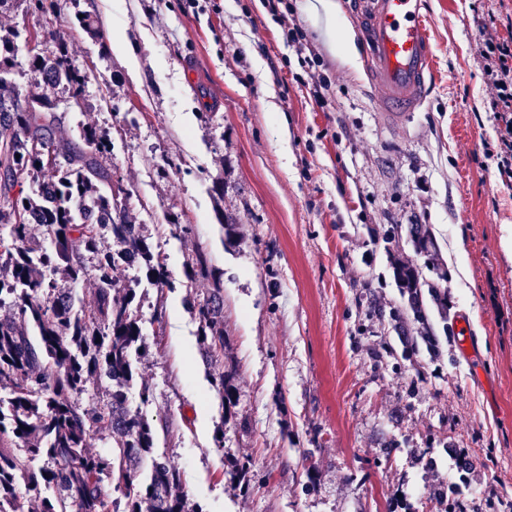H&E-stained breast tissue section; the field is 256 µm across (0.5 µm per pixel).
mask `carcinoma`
Segmentation results:
<instances>
[{
  "label": "carcinoma",
  "mask_w": 512,
  "mask_h": 512,
  "mask_svg": "<svg viewBox=\"0 0 512 512\" xmlns=\"http://www.w3.org/2000/svg\"><path fill=\"white\" fill-rule=\"evenodd\" d=\"M14 65V35L0 34V140L9 141L0 154V225L10 244L0 251V302L16 307L0 320V435L15 447L0 448V512H24L28 497L41 500L40 512H204L189 505L179 492L183 472L154 455L157 432L139 407H132L126 389L133 380L132 352L146 351L137 309L140 302L134 278L116 291L114 273L128 253L138 260L136 271L156 287H175L166 260L148 237L133 231L112 186V173L103 164L111 141L95 127L79 129V141L54 137L55 113L50 93L69 87L75 104L83 106L81 74L73 70L64 44L48 55L29 58L31 71L41 79L42 92L21 95L4 75ZM26 174L37 186L58 189L47 201L39 189L31 195H11L17 179ZM46 227L49 244L33 245L31 218ZM112 234V250L98 249L97 234ZM414 254L413 261L392 257L393 279L403 304L389 312L403 345L402 355L425 351L438 358L450 342L453 323L448 298V268L429 224H391L383 233L389 245L401 231ZM93 254L92 265L86 255ZM65 268L71 279L92 273L97 296L86 312L75 307L71 294L58 288L52 273ZM188 288L184 306L197 324L201 360L209 364L224 356V288L221 275L208 258L196 253L183 270ZM207 281L200 295L193 290ZM105 398L87 402L80 396L88 385H102ZM220 423L215 447H224V425L240 428L237 373L230 367L212 382ZM107 433L108 448L92 453L86 437ZM151 459L147 480L140 465ZM231 478L249 484L250 464L234 461Z\"/></svg>",
  "instance_id": "cac0c4a2"
}]
</instances>
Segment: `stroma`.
<instances>
[{
    "instance_id": "obj_1",
    "label": "stroma",
    "mask_w": 512,
    "mask_h": 512,
    "mask_svg": "<svg viewBox=\"0 0 512 512\" xmlns=\"http://www.w3.org/2000/svg\"><path fill=\"white\" fill-rule=\"evenodd\" d=\"M332 2L283 0L276 16L265 0H54L37 15L0 0V29L67 44L84 105L56 89L57 138L107 131L128 219L174 277L199 250L224 275V358L207 366L184 289L139 287L150 350L128 397L140 404L149 388L157 452L190 501L394 512L400 498L408 512H448L455 493L484 512L488 490L512 500V185L487 155L496 122L482 71L488 39L512 34V0H427L435 86L400 125L377 110L355 0ZM290 25L301 46L287 43ZM116 30L139 77L109 49ZM171 215L190 232L170 236ZM416 222L433 228L460 331L438 359L390 357L397 335L368 311L401 304L381 232ZM228 366L244 430L220 423L211 381ZM452 437L473 463L465 485ZM234 460L251 464L248 489L226 474Z\"/></svg>"
}]
</instances>
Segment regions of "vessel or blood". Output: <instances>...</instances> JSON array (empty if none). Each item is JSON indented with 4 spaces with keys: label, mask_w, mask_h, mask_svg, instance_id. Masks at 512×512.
I'll list each match as a JSON object with an SVG mask.
<instances>
[{
    "label": "vessel or blood",
    "mask_w": 512,
    "mask_h": 512,
    "mask_svg": "<svg viewBox=\"0 0 512 512\" xmlns=\"http://www.w3.org/2000/svg\"><path fill=\"white\" fill-rule=\"evenodd\" d=\"M426 0H358L355 23L364 41L367 71L379 91V111L402 120L418 111L433 79Z\"/></svg>",
    "instance_id": "b4317fda"
}]
</instances>
